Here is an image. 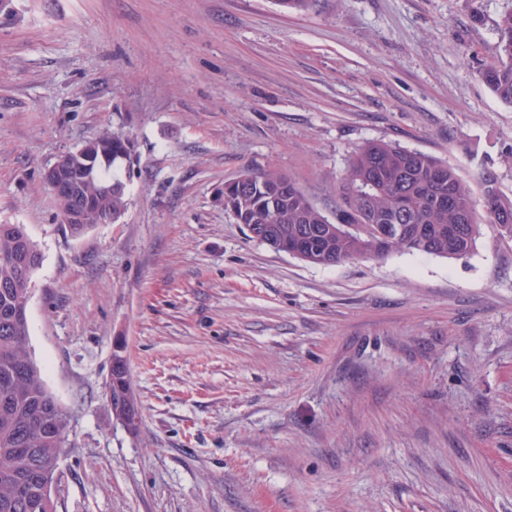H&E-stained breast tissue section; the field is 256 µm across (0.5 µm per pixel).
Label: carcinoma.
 <instances>
[{
	"mask_svg": "<svg viewBox=\"0 0 512 512\" xmlns=\"http://www.w3.org/2000/svg\"><path fill=\"white\" fill-rule=\"evenodd\" d=\"M497 58L479 71L480 79L512 106V10L494 25ZM128 137L105 132L71 151L74 197L57 198L65 217L78 198L97 221L117 222L127 207L126 184L113 170L126 161ZM242 186L224 182V211L249 231L280 232L282 244L298 259L336 266L357 258L383 259L395 251L445 258L474 252L482 224L472 189L457 168L395 142L371 140L347 159L346 175L327 217L290 179L275 170L246 172ZM484 213L503 236L512 238V198L501 193L493 172L479 177ZM336 232L325 236L322 226ZM384 228L401 224L400 238L369 239L342 225ZM43 254L23 224H0V512H52L42 505L44 482L54 478L69 420L47 389L28 351L29 322L22 298L34 286ZM107 383L112 414L129 434L139 429V411L125 408L133 398L123 348L112 356Z\"/></svg>",
	"mask_w": 512,
	"mask_h": 512,
	"instance_id": "cac0c4a2",
	"label": "carcinoma"
}]
</instances>
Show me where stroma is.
Listing matches in <instances>:
<instances>
[{"label":"stroma","instance_id":"35a3bbf8","mask_svg":"<svg viewBox=\"0 0 512 512\" xmlns=\"http://www.w3.org/2000/svg\"><path fill=\"white\" fill-rule=\"evenodd\" d=\"M0 23V224L43 264L29 350L70 420L57 512H512V240L305 263L224 183L274 169L331 212L366 141L494 171L478 72L512 0H15ZM124 132L128 206L79 237L43 174ZM122 346L140 426L108 404Z\"/></svg>","mask_w":512,"mask_h":512}]
</instances>
